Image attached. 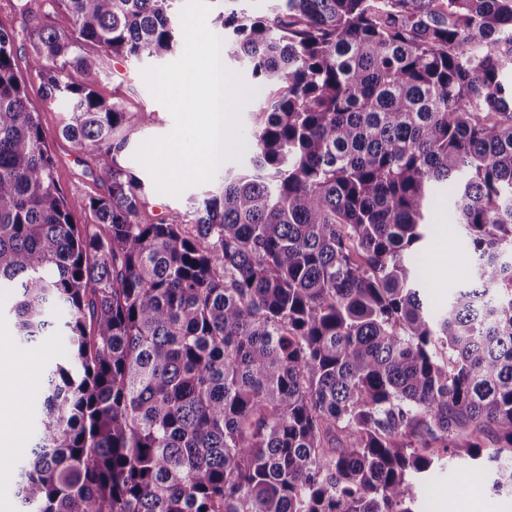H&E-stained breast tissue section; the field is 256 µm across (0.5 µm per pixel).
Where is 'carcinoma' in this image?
<instances>
[{
  "label": "carcinoma",
  "instance_id": "obj_1",
  "mask_svg": "<svg viewBox=\"0 0 512 512\" xmlns=\"http://www.w3.org/2000/svg\"><path fill=\"white\" fill-rule=\"evenodd\" d=\"M172 2L51 0L23 71L0 25L10 341L62 344L0 460L19 512H417L447 458L512 497V0L215 17L262 95L192 220L120 164L152 113L94 89L183 45ZM26 71L103 192L58 183ZM442 191L472 270L435 314L412 256Z\"/></svg>",
  "mask_w": 512,
  "mask_h": 512
}]
</instances>
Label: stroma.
Listing matches in <instances>:
<instances>
[{
    "mask_svg": "<svg viewBox=\"0 0 512 512\" xmlns=\"http://www.w3.org/2000/svg\"><path fill=\"white\" fill-rule=\"evenodd\" d=\"M43 0H0V24L14 35V49L24 53L35 38L40 22L32 12ZM173 55L123 60L106 58L105 71L99 77L98 91L111 96L113 90H121L133 105L152 112V121L131 133L128 148L121 158L123 166L138 175L144 182V198L150 212L160 215L169 212L188 211L193 203L214 190V182L187 187L180 196L158 193L152 174L133 155L141 143L169 135L174 121L168 110L150 93L144 78L145 70L173 62ZM60 156L57 176L72 200L78 201L89 192L101 191V184L85 175L90 162L86 153L78 152L69 144L55 143ZM431 230L429 238L417 254L421 284L429 306L436 311L448 305V298L467 276L470 263L464 255L449 253L447 242L456 237L457 231L448 223V196L440 194L431 205ZM456 485V494H449V485ZM482 499L485 512H512V498L489 490L483 483L473 481L462 468L445 467L435 470L417 488L418 512H466L467 499Z\"/></svg>",
    "mask_w": 512,
    "mask_h": 512,
    "instance_id": "obj_1",
    "label": "stroma"
}]
</instances>
